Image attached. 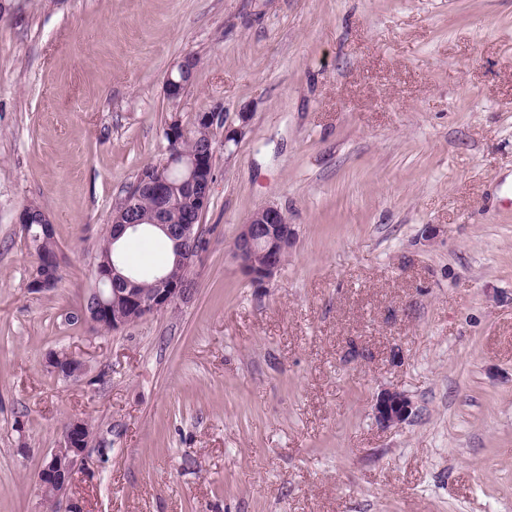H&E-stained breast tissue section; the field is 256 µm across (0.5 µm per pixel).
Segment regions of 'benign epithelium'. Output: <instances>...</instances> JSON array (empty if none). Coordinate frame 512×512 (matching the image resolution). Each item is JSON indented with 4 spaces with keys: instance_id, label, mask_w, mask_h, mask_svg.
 Masks as SVG:
<instances>
[{
    "instance_id": "benign-epithelium-1",
    "label": "benign epithelium",
    "mask_w": 512,
    "mask_h": 512,
    "mask_svg": "<svg viewBox=\"0 0 512 512\" xmlns=\"http://www.w3.org/2000/svg\"><path fill=\"white\" fill-rule=\"evenodd\" d=\"M174 69L178 70L180 77H167L165 94L167 99L177 102L191 84L195 67L192 61L184 58L175 64ZM238 119L240 125L236 126L228 122L224 113L218 109L198 112L188 124L183 122L180 115H174L166 125L172 142L168 146L166 162L150 170V175L138 176L129 189V194L135 198L142 190L152 189L157 195L167 199L175 191L181 195L187 193L192 197L197 215H202L211 199L214 144H209L185 163L186 175L177 184L166 178L170 168L182 162V156L174 149V145L187 136L192 127L208 124L214 128H224V148L227 149L238 142L243 126L249 121V114L240 112ZM19 222L27 234L30 233L31 222L39 224L40 232L44 236L54 232L53 224L45 223V220L30 211L21 212ZM155 224L171 238L175 259L182 265L186 279H191L192 270L203 248L200 226L180 220V213L170 204L161 208ZM294 236V228L288 224L283 210L276 205L262 206L250 215L247 223L240 225L233 241L234 258L252 283L265 285L283 265ZM41 265L48 269V273L33 274L27 284L30 291H47L57 285V280L50 276V272L59 269L58 252L49 254ZM95 281L96 287L91 290L90 302L84 305L81 317L100 330L109 324L112 325V330H118L146 316L165 311L190 299L192 295V289L166 276L157 278V288L152 292L143 293L137 288V282L122 274L112 259L97 261ZM47 365L55 374L68 378L80 375L86 370V363L71 353L64 357L50 355ZM412 413V400L398 389L383 390L374 403V418L382 428L399 426ZM88 445L85 420L72 419L65 428L60 446L51 451L39 472V486L45 495L56 501L66 495L77 470L83 465Z\"/></svg>"
}]
</instances>
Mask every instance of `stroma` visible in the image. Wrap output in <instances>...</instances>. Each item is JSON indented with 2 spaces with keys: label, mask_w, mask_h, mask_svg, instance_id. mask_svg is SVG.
I'll return each instance as SVG.
<instances>
[{
  "label": "stroma",
  "mask_w": 512,
  "mask_h": 512,
  "mask_svg": "<svg viewBox=\"0 0 512 512\" xmlns=\"http://www.w3.org/2000/svg\"><path fill=\"white\" fill-rule=\"evenodd\" d=\"M215 108L251 119L214 143L192 298L97 331L115 199ZM268 204L295 239L258 287L232 244ZM75 417L84 512H512V0H0V512H46ZM195 68L196 67H193V62L186 57L175 64L173 69L178 70L180 77L179 79H175L172 75L173 70L167 77L165 94L168 100L177 102L183 97L186 89L192 82ZM28 246L35 253L37 260L44 253H50L44 261H39V265H43L48 269V272L44 275H39L35 272L27 284L29 291H47L55 288L57 280L50 276L53 270L59 269L60 261L58 251H54L57 248V242L54 241H43L42 239L30 238ZM54 251V252H53ZM53 252V253H51ZM47 365L56 375L68 378L80 375L86 370V363L82 359L67 352L65 357L51 354L47 359ZM412 413V400L398 389L383 390L374 403V418L382 428L399 426L407 421ZM83 418H74L66 426L62 442L51 451L39 472L38 481L46 496L58 501L66 495L76 472L83 465L89 438Z\"/></svg>",
  "instance_id": "1"
}]
</instances>
